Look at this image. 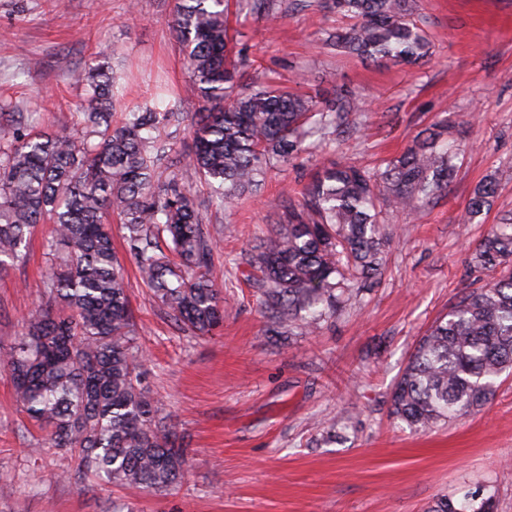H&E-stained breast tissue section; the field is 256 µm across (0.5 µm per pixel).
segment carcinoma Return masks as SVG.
<instances>
[{"label": "carcinoma", "instance_id": "obj_1", "mask_svg": "<svg viewBox=\"0 0 512 512\" xmlns=\"http://www.w3.org/2000/svg\"><path fill=\"white\" fill-rule=\"evenodd\" d=\"M413 5L324 0L356 20L336 35L341 51L405 64L429 54ZM228 6L176 0L172 28L190 73L186 100L200 108L181 176L165 175L162 161L173 152L163 131L179 126L183 100L161 90L113 123L123 76L104 57L77 74L84 93L74 134L41 131L37 112H11L10 123H0V270L26 261L35 225L55 224L43 242L53 260L45 301L0 354V366L47 444L76 456L78 472L115 487L165 491L186 475L189 460L183 436L141 383L144 352L104 215L123 224L126 251L174 324L207 334L224 321V286L208 275L218 243L204 232L190 185L204 182L218 206L230 207L259 191L270 171L310 152L308 138L332 140L363 111L342 90L321 102L257 75L243 85L253 61L234 51ZM252 10L279 19L271 0H253ZM444 133L440 123L422 131L384 171L330 160L301 199L281 205L272 235L247 259L267 332L320 327L338 307V290L380 270L388 237L378 207L417 212L446 189L454 151ZM495 190L492 176L475 187L466 223L491 206ZM474 261L493 279L430 326L393 388L391 414L412 429L483 408L512 368V216L482 240ZM428 512H493V496L440 498Z\"/></svg>", "mask_w": 512, "mask_h": 512}]
</instances>
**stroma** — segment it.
Masks as SVG:
<instances>
[{"label":"stroma","mask_w":512,"mask_h":512,"mask_svg":"<svg viewBox=\"0 0 512 512\" xmlns=\"http://www.w3.org/2000/svg\"><path fill=\"white\" fill-rule=\"evenodd\" d=\"M175 0H0V102L38 112L51 134L73 133L82 94L74 75L101 53L126 77L125 104L188 72L172 30ZM269 25L248 0H229L228 27L261 72L300 94L344 90L366 107L346 128L268 174L259 194L230 210L202 211L218 242L212 276L225 283L224 323L208 334L179 330L134 273L137 342L150 394L184 438L189 472L161 493L96 485L71 453L38 447L40 434L0 370V512H427L444 495L480 491L512 512V374L488 406L424 432L392 417L391 393L424 331L466 292L490 280L479 242L512 214V0H416L414 20L430 54L416 65L366 63L333 45L350 22L319 0H277ZM447 120L460 151L448 187L417 218L389 209L383 224L408 225L385 246L375 283L349 289L317 332L271 336L245 254L268 237L283 201L298 199L330 159L385 169L416 135ZM497 180L491 209L464 212L476 184ZM36 226L27 263L0 271V351L42 300L51 262Z\"/></svg>","instance_id":"1"}]
</instances>
